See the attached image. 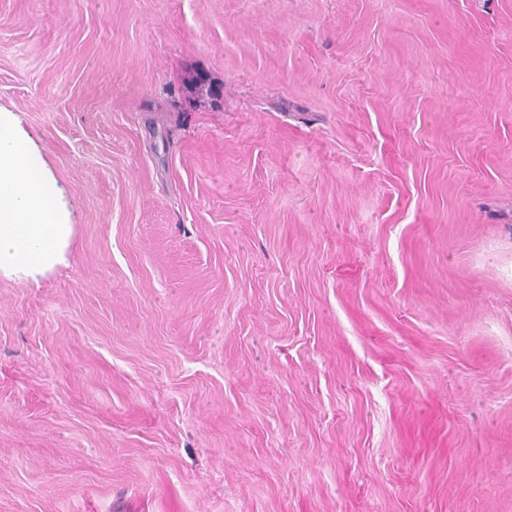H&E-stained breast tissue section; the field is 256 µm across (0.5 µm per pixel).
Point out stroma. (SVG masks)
Returning <instances> with one entry per match:
<instances>
[{
	"label": "stroma",
	"instance_id": "stroma-1",
	"mask_svg": "<svg viewBox=\"0 0 512 512\" xmlns=\"http://www.w3.org/2000/svg\"><path fill=\"white\" fill-rule=\"evenodd\" d=\"M1 112L0 512H512V0H0ZM12 129V118L0 113V268L26 275L55 260L69 226L42 157Z\"/></svg>",
	"mask_w": 512,
	"mask_h": 512
}]
</instances>
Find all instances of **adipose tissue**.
Returning <instances> with one entry per match:
<instances>
[{
    "instance_id": "adipose-tissue-1",
    "label": "adipose tissue",
    "mask_w": 512,
    "mask_h": 512,
    "mask_svg": "<svg viewBox=\"0 0 512 512\" xmlns=\"http://www.w3.org/2000/svg\"><path fill=\"white\" fill-rule=\"evenodd\" d=\"M42 157L0 114V267L25 275L55 260L68 236Z\"/></svg>"
}]
</instances>
